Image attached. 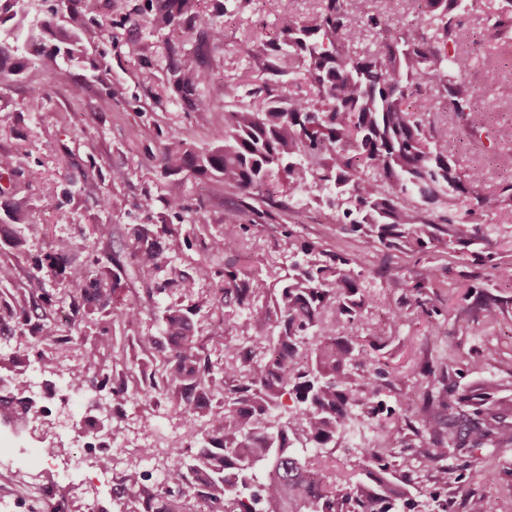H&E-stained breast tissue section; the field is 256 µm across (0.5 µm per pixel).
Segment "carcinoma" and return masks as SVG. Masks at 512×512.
I'll list each match as a JSON object with an SVG mask.
<instances>
[{
  "instance_id": "1",
  "label": "carcinoma",
  "mask_w": 512,
  "mask_h": 512,
  "mask_svg": "<svg viewBox=\"0 0 512 512\" xmlns=\"http://www.w3.org/2000/svg\"><path fill=\"white\" fill-rule=\"evenodd\" d=\"M0 0V84L18 82L27 55L59 66L81 53L82 36L118 39V24L106 13L112 0ZM309 20L289 21L266 44L267 78L247 90L262 97L257 109L224 106V126L216 137L224 145L197 153L169 133L160 158L161 176H205L240 190L249 199L271 195L272 181L283 174L290 190L316 188L336 209V223L386 248L414 240L445 251L450 244L469 246L461 229L480 221L483 198L479 171L464 170L448 151V124L431 121L412 109L411 98L429 82L436 84L446 109L471 135H481L492 100H477L463 80L466 59L449 53L455 18L482 0H409L415 12L435 27L437 38L418 40L407 33L404 18L389 10L372 13L368 0H321ZM133 14L160 37L181 30L196 32V46L171 48L168 89L192 110L209 112L212 104L197 95L212 73L203 47L224 38L223 0H145ZM495 28L512 31V0H501ZM371 47L358 51L366 38ZM309 85L302 95L285 76ZM17 156L0 153V343L23 336L43 347L36 363L50 376L85 388L92 382L97 407L118 423L132 396L173 404L185 431L166 441L163 485L149 494V474L124 473L113 488L120 512H403L404 487L392 478L391 463L373 448L362 449L372 462L354 480L336 471V460L323 455L336 436L357 417L373 418L374 399L388 385V372L344 337L346 327L362 322L367 298L355 260L331 253L318 242L288 233V265L251 271L234 264L212 289L208 303L236 310L243 322L265 301L270 331L224 345L213 357L198 335V319L211 317L203 305L171 302L160 311L161 335L129 336L141 321L142 306L116 304L127 266L153 281L145 302L177 289L192 292L195 280L158 279L168 264L171 242L197 238V219L181 196L148 194L144 207L160 202L176 224L150 233L133 231L124 254L88 246L81 259L63 247L48 245L35 261L48 269L58 287L43 278L18 281L26 256L23 205H13ZM444 209L440 223H422V206ZM247 210L224 216V231L201 240L205 254L224 251V236L245 224ZM69 307L67 329H58L56 306ZM120 325L123 342L103 331L93 314ZM427 402L446 407L445 377L431 367L423 373ZM0 382L26 410H38L43 397L30 393L15 377ZM492 387L460 398L463 409L430 417L436 447L419 449L437 463L448 451L483 449L495 440L512 442V421L488 406ZM291 400L292 405L285 404ZM224 420L216 429L214 420Z\"/></svg>"
}]
</instances>
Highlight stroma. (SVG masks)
Returning a JSON list of instances; mask_svg holds the SVG:
<instances>
[{
  "label": "stroma",
  "instance_id": "obj_1",
  "mask_svg": "<svg viewBox=\"0 0 512 512\" xmlns=\"http://www.w3.org/2000/svg\"><path fill=\"white\" fill-rule=\"evenodd\" d=\"M229 9L224 17V40L209 44L205 63L213 72L210 83L199 90L214 109L194 112L172 93L166 92L165 44L141 25L126 24L123 41L89 47L86 57L54 70L41 58H31L27 78L10 90L0 91V153L17 155L24 174L18 181L28 222L40 232L29 243L30 258L19 268L20 278L33 273L32 259L44 252L47 242L80 252L99 224L112 225L107 244L125 250L132 228H155L159 211L142 207L146 194L175 192L189 209L197 211L208 230L224 224L226 210L241 207L236 189L210 179L185 175L182 180L162 183L155 166L166 144V131L178 130L180 138L199 151L214 147V130L224 122V86L230 81H255L267 60L263 45L282 23L314 16L321 0H252L243 12ZM499 0H483L480 8L460 15L456 22L457 48L467 59L469 86L479 94L488 92L486 72L495 69L498 83L492 91L495 112L485 127L497 131L512 125V47H502L490 17ZM139 40L146 47L142 57L127 54L125 39ZM105 55L112 65L113 82L123 85V97L111 99L106 86L91 70L89 61ZM45 96L41 112L17 111L15 104L31 96ZM448 146L462 167L479 168V187L486 199L483 224L474 251L488 254L487 262L462 263L446 253L419 250L416 244L387 249L362 235L336 228L333 212L320 192L303 199L280 186L273 204L255 202L252 227L225 241L223 253L214 255L213 269L248 259L257 269L288 261V232L297 230L307 240L356 259L369 306L363 324L351 331L368 354L390 371L385 403L391 411L387 422L359 419L336 438L331 454L340 470L361 471L364 446L382 449L393 473L409 491L413 512H468L471 499L488 497L492 512H512V443L475 453H452L447 485L435 482L432 469L421 466L416 450L433 443L423 427L427 413L419 386L423 370L433 365L448 372V404L456 406L461 395L494 383L493 402L512 413V288L500 287L498 266L512 263V207L501 203L500 184L512 181V141L474 139L456 123L448 125ZM102 171L124 170L126 178L110 186V205L100 208V181L89 176L90 165ZM77 182L70 200L44 196L48 182ZM399 268L400 276L386 277L387 266ZM433 268L442 285L420 287L426 268ZM499 299L494 319L478 308L485 297ZM81 397L57 407L50 435L55 455L43 466L35 449L42 437L33 430L24 439L0 437V456L12 469L0 476V512H49L59 504L63 512H80L84 500L107 497L108 484L95 466L98 449L82 451L80 468L70 463L78 449L72 439L74 423L90 407ZM112 447L113 471L131 467L152 471L141 459L138 447L177 435L181 421L166 401L144 408L132 403ZM48 483L56 494L45 501L27 490V483Z\"/></svg>",
  "mask_w": 512,
  "mask_h": 512
}]
</instances>
